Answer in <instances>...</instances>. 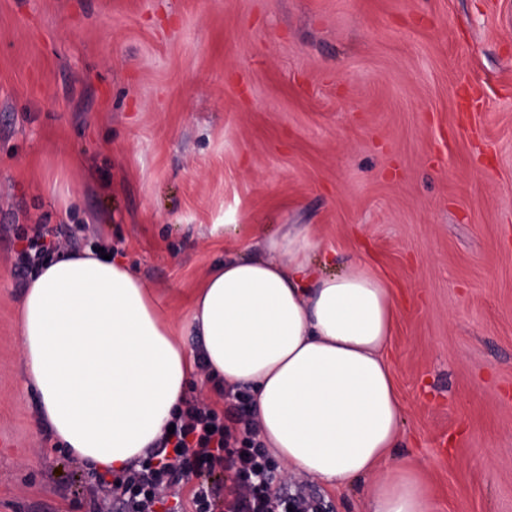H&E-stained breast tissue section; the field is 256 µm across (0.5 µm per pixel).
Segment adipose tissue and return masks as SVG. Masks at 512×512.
Here are the masks:
<instances>
[{"label":"adipose tissue","mask_w":512,"mask_h":512,"mask_svg":"<svg viewBox=\"0 0 512 512\" xmlns=\"http://www.w3.org/2000/svg\"><path fill=\"white\" fill-rule=\"evenodd\" d=\"M192 297L188 349L161 295L120 254L88 248L37 267L19 304L27 384L44 428L96 471L155 447L198 375L248 389L258 438L328 488L374 476L369 512H429L414 471H381L404 422L384 349L396 303L311 224H228ZM256 251L239 249L240 238Z\"/></svg>","instance_id":"ef3b65f1"}]
</instances>
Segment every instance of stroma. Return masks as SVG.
<instances>
[{"label": "stroma", "instance_id": "1", "mask_svg": "<svg viewBox=\"0 0 512 512\" xmlns=\"http://www.w3.org/2000/svg\"><path fill=\"white\" fill-rule=\"evenodd\" d=\"M104 245L179 330L228 224H312L398 305L431 512H512V0H0V512H93L25 382L35 225ZM341 490L288 478L331 512Z\"/></svg>", "mask_w": 512, "mask_h": 512}]
</instances>
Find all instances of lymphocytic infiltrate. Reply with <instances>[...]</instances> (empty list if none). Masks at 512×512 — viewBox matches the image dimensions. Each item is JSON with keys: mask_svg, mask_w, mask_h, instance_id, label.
<instances>
[{"mask_svg": "<svg viewBox=\"0 0 512 512\" xmlns=\"http://www.w3.org/2000/svg\"><path fill=\"white\" fill-rule=\"evenodd\" d=\"M221 394L233 401L231 414L201 397L184 400L172 419L174 433L159 442L163 456H147L117 482H101L103 502H119L121 512H155L172 493L175 512H314L306 494L286 491L277 476L257 439L247 392L225 388ZM224 471L232 472L231 484L213 481V474Z\"/></svg>", "mask_w": 512, "mask_h": 512, "instance_id": "1", "label": "lymphocytic infiltrate"}]
</instances>
